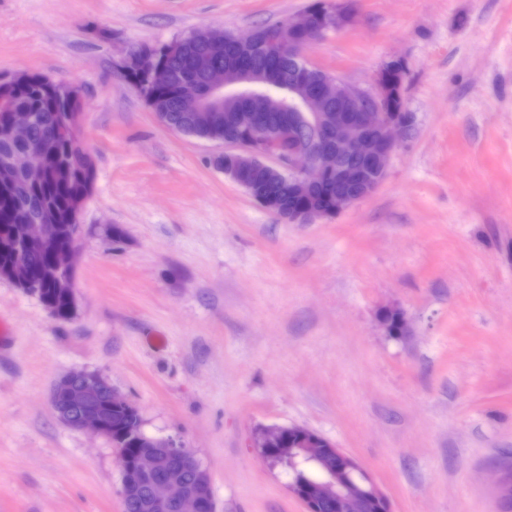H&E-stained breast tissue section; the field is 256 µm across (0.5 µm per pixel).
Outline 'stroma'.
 <instances>
[{
    "label": "stroma",
    "mask_w": 512,
    "mask_h": 512,
    "mask_svg": "<svg viewBox=\"0 0 512 512\" xmlns=\"http://www.w3.org/2000/svg\"><path fill=\"white\" fill-rule=\"evenodd\" d=\"M313 0H0V75L81 90L95 162L68 320L0 281V512H122L111 442L50 402L96 370L178 436L217 512H304L256 430L301 425L357 458L392 512H497L512 462V0H352L305 49L348 83L405 68L412 124L378 189L290 224L160 124L116 71L199 29L245 35ZM124 231L120 244L107 227ZM400 312L407 335H388Z\"/></svg>",
    "instance_id": "stroma-1"
}]
</instances>
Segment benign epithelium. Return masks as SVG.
<instances>
[{"label": "benign epithelium", "instance_id": "7a95c632", "mask_svg": "<svg viewBox=\"0 0 512 512\" xmlns=\"http://www.w3.org/2000/svg\"><path fill=\"white\" fill-rule=\"evenodd\" d=\"M353 19L352 10L345 5L327 2L315 15L303 11L266 30L253 45L255 50L270 58L286 55L293 60L297 86L302 91L301 102L312 121L301 126L291 113L293 105L286 103L284 107L290 113L273 126H266L262 112H239L233 127H224V138L217 141L224 146V151L214 155L213 163L247 192H252L249 174L254 169H266L287 179L290 190L300 196L334 181L345 187L336 197L333 208V212L338 213L374 193L381 184L389 160L398 147L399 135L411 123L410 113L392 109L393 89L385 80V73L399 67L400 62L384 65L375 87L366 90L329 74L313 80V65L303 55L304 46L314 44L325 33L338 30ZM134 67L141 68L154 80L166 75V70L155 64L147 46L127 51L116 63V70L123 77ZM207 73L213 105L219 104L227 91L263 82L261 75L240 63L210 68ZM330 97L339 103L334 114L324 111ZM81 116L76 97H70L64 116L53 127V136L68 141L72 157L92 170L95 168L93 157L79 138ZM30 122L28 112H6L0 119L6 134L16 141L26 137ZM46 164V149L30 147L6 159L4 168L21 171L29 179L37 180ZM84 203L82 199L74 206L71 219L74 232L69 247L60 257V265L69 274V294L74 305L77 304L74 270ZM325 217L327 213L311 207L288 214V223L312 224ZM25 227L20 251L44 250L53 245L55 226L49 216L38 214ZM103 393L114 406L131 405L97 371L71 372L60 377L52 388L51 404L67 427L90 429L108 439L110 434L98 406V398ZM287 435L299 436L297 448L319 460L326 471L325 478L308 483L304 491L293 483L288 484L290 494L304 504L305 512H318L319 503L325 500L336 501L339 512H392L387 497L367 470L353 456L309 428L298 425L263 427L256 433L253 447L277 448ZM139 436L140 448L135 457H129L123 448L116 449L121 498L133 496L141 484L148 481L152 487V506L159 512L172 504L179 512H216L209 476L181 438H157L142 431ZM166 456H173L182 466L195 470L200 477L199 484L190 488L177 476L161 472V461ZM498 492L500 512H512V466L502 470Z\"/></svg>", "mask_w": 512, "mask_h": 512}]
</instances>
